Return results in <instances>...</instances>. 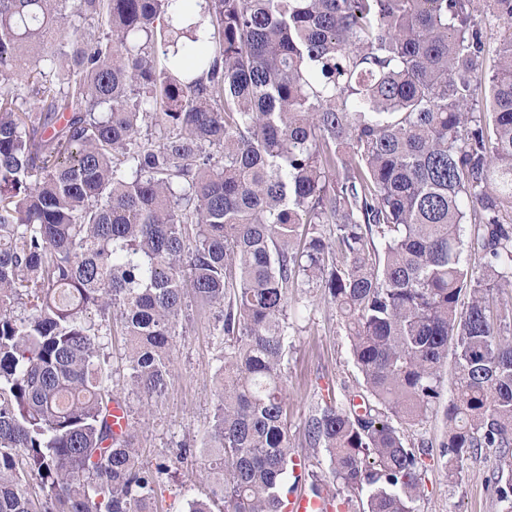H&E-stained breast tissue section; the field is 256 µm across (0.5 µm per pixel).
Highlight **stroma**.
Listing matches in <instances>:
<instances>
[{
  "mask_svg": "<svg viewBox=\"0 0 512 512\" xmlns=\"http://www.w3.org/2000/svg\"><path fill=\"white\" fill-rule=\"evenodd\" d=\"M295 309L290 347L285 359L293 452L307 470L327 475L329 456L325 449L309 447L305 424L317 403L327 395L344 401L346 395H361L365 387L351 357V341L334 305L321 297L315 286H302L290 293ZM212 312L189 306L182 318L183 334L172 350L171 376L166 391L142 403L126 383L116 391L126 403L130 432L143 464L153 465L171 455L176 443L193 442L208 428L216 397L214 375L219 346L211 334ZM441 399L426 418L402 426L408 443L421 448L427 465L417 512H503L493 490L495 477L512 478V455L499 458L485 450L469 458L456 479H449L441 444L448 437L445 408L453 392L451 376H444ZM197 457L173 461L162 477L159 512H188L193 498L208 494Z\"/></svg>",
  "mask_w": 512,
  "mask_h": 512,
  "instance_id": "stroma-1",
  "label": "stroma"
}]
</instances>
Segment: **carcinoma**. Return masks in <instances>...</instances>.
Segmentation results:
<instances>
[{
	"label": "carcinoma",
	"mask_w": 512,
	"mask_h": 512,
	"mask_svg": "<svg viewBox=\"0 0 512 512\" xmlns=\"http://www.w3.org/2000/svg\"><path fill=\"white\" fill-rule=\"evenodd\" d=\"M471 0H0V512H157L168 461L116 433L102 338L162 393L187 298L224 346L209 500L286 512L288 292L345 318L376 401L317 406L310 447L362 512H416L396 424L440 399L448 477L512 448V0L482 99Z\"/></svg>",
	"instance_id": "cac0c4a2"
}]
</instances>
